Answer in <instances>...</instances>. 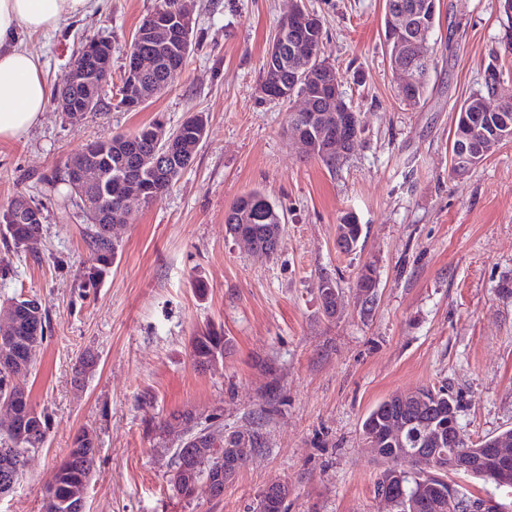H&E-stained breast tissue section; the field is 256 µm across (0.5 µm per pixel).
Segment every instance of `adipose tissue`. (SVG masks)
Returning a JSON list of instances; mask_svg holds the SVG:
<instances>
[{
  "instance_id": "1",
  "label": "adipose tissue",
  "mask_w": 512,
  "mask_h": 512,
  "mask_svg": "<svg viewBox=\"0 0 512 512\" xmlns=\"http://www.w3.org/2000/svg\"><path fill=\"white\" fill-rule=\"evenodd\" d=\"M91 0H0V143L20 139L47 112L52 91L40 58L21 40L89 13Z\"/></svg>"
}]
</instances>
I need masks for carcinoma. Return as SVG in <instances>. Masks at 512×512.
Segmentation results:
<instances>
[{
  "label": "carcinoma",
  "instance_id": "carcinoma-1",
  "mask_svg": "<svg viewBox=\"0 0 512 512\" xmlns=\"http://www.w3.org/2000/svg\"><path fill=\"white\" fill-rule=\"evenodd\" d=\"M147 19H142L135 35L134 46L139 53L151 56L153 66L144 71L135 88V95L141 102L161 93L170 83L174 74L181 71L192 47L193 30L183 31L172 28L171 38L162 41L152 30L146 28ZM300 40L315 46L316 57L286 52L283 61L275 69L263 71L262 89L272 83L288 86L296 70L307 74L315 72L317 65L326 63L324 58L323 26L301 34ZM318 126L310 136L306 154L321 161L334 171L346 157L325 156L317 150L320 136L336 128V113L328 102L317 104ZM159 122L144 124L132 134L118 133L102 139L96 152L86 157V164L106 176L91 190V196L102 207H112L113 221L123 222L130 214V206L123 205L127 186L136 182L140 187L135 206L153 204L177 180L181 173L194 161L197 150L206 137L207 119L195 113L173 129L175 148L163 159L166 179H161L159 169L148 161L155 151V130ZM85 241L90 251L91 266L86 281L95 283L112 265L118 252L117 240L112 237L111 227L100 219L86 217ZM227 232L236 235L241 231L251 235L247 248L252 251H267L269 243L281 236L284 216L269 196L261 190H251L234 202L227 212ZM40 224H11L0 233L11 240L15 248L27 247L41 236ZM337 236L354 243L359 242L362 225L345 216L336 228ZM320 282L331 287V295L322 303L324 312L333 316L341 306L342 296L333 281L323 277ZM356 289L367 294L368 302L376 299L375 270L364 266L358 275ZM0 316L6 318L13 329V335L0 338V472L9 467L13 484H18L25 471L24 463L31 454L42 448L51 429L50 416L37 409L27 387V378L32 372L36 352L46 339L47 317L38 301L23 297H11L0 302ZM229 341L224 332L206 326L192 338L190 357L196 368H213L224 360V351ZM457 400L448 395V390L428 387L412 392V398L402 400L391 395L374 407L362 422V433L366 444L378 449L377 456L384 462H404L408 448H438L447 457L468 455L473 466L467 475L478 480L484 479L489 470L503 475L498 486L512 488V462L505 465L495 457L482 452L499 442L512 445V429L492 437L474 447L467 438L456 437ZM404 419L408 423L403 438L394 440L388 431L393 422ZM164 428L176 429L180 434L179 444L171 456L170 485L177 495L186 499L199 492L211 493L210 482L227 477L232 479L256 454L262 451V434L252 428L224 433L220 423L201 424L189 412H177L164 421ZM201 434V447L193 449L195 461L185 466L180 462L179 451L187 436ZM97 454V441L87 429L78 430L67 454L68 460L56 465L45 481L48 492L43 494L47 512H75V507L85 502L88 487L93 476ZM448 482V471L433 469L426 473H413L404 480V496L384 500L392 512H415L412 504L438 497L437 487ZM270 486L280 490V496L268 499L264 493L257 495L251 512H286L288 485L279 481ZM455 495L448 501L449 507L442 512H473L476 496L454 489Z\"/></svg>",
  "mask_w": 512,
  "mask_h": 512
}]
</instances>
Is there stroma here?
I'll return each mask as SVG.
<instances>
[{
	"instance_id": "1",
	"label": "stroma",
	"mask_w": 512,
	"mask_h": 512,
	"mask_svg": "<svg viewBox=\"0 0 512 512\" xmlns=\"http://www.w3.org/2000/svg\"><path fill=\"white\" fill-rule=\"evenodd\" d=\"M324 24L325 55L362 131L329 172L286 135L299 100L261 91L268 45L294 0H190L193 51L168 88L140 109L109 104L72 120L56 110L21 140L0 143V204L27 193L43 233L27 248L0 239V300L38 299L50 336L27 380L52 421L47 442L0 512H45L42 486L73 435L97 438L85 512H248L257 493L287 483V512H385L374 494L381 461L362 439L381 400L421 387L446 388L473 443L512 429V142L463 175L450 141L462 103L500 65L512 94V18L497 0H436L434 64L423 105H403L389 68L385 0H304ZM155 0H93L85 17L26 38L50 82L82 40L112 42V76ZM208 118L191 165L162 198L135 209L113 234L119 251L94 288L82 287L89 251L80 209L48 176L92 140L133 133L154 118L177 127ZM266 192L285 215L273 256L245 251L224 218L241 194ZM363 231L349 253L336 226ZM373 265L378 298L362 313L356 280ZM343 302L326 317L321 277ZM223 329V364L195 369L191 341ZM96 365L83 381L84 353ZM173 410L225 431L264 436L224 495L177 496L170 483L178 435L156 424Z\"/></svg>"
}]
</instances>
